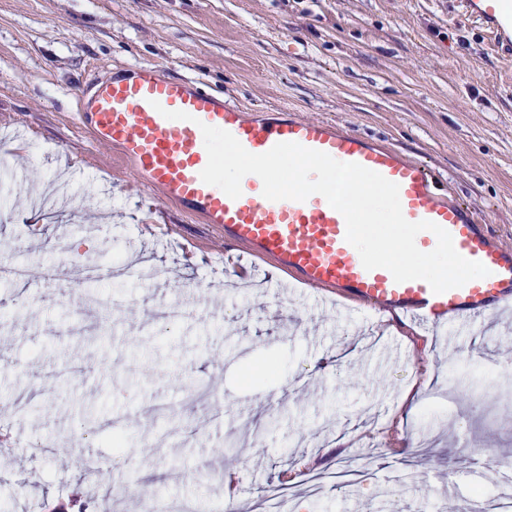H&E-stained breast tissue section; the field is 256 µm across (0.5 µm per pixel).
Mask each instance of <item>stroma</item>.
Listing matches in <instances>:
<instances>
[{
    "instance_id": "stroma-1",
    "label": "stroma",
    "mask_w": 512,
    "mask_h": 512,
    "mask_svg": "<svg viewBox=\"0 0 512 512\" xmlns=\"http://www.w3.org/2000/svg\"><path fill=\"white\" fill-rule=\"evenodd\" d=\"M139 65L385 144L512 246V64L451 0H0V260L30 271L0 287V512L75 493L111 512L152 493L223 512L506 497L486 476L512 469V312L444 343L269 266L240 278L252 259L189 242L191 217L78 123L92 83ZM88 258L80 287L42 277ZM166 304L184 317L160 321Z\"/></svg>"
}]
</instances>
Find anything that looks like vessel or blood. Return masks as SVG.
<instances>
[{"label":"vessel or blood","mask_w":512,"mask_h":512,"mask_svg":"<svg viewBox=\"0 0 512 512\" xmlns=\"http://www.w3.org/2000/svg\"><path fill=\"white\" fill-rule=\"evenodd\" d=\"M456 3L461 15L480 21L493 36L499 58L511 63L512 0ZM167 110L186 112L189 118L166 119ZM78 120L95 142L117 150L141 186L198 219L223 241L226 251L247 254L262 265L275 264L287 281L427 328L474 322L512 308V248L500 243L470 208L441 199L434 176L424 166L335 123L286 111L251 115L152 66L96 86L90 111L79 113ZM205 124L230 132L254 154L295 142L381 174L398 185L407 220H426L447 230L457 252L481 262L488 276L441 294L422 280L398 283L386 269L363 267L358 251L346 240L343 216L322 195L271 201L263 196L258 177L250 174L241 182V196L230 198L200 178L207 164L201 131Z\"/></svg>","instance_id":"obj_1"}]
</instances>
